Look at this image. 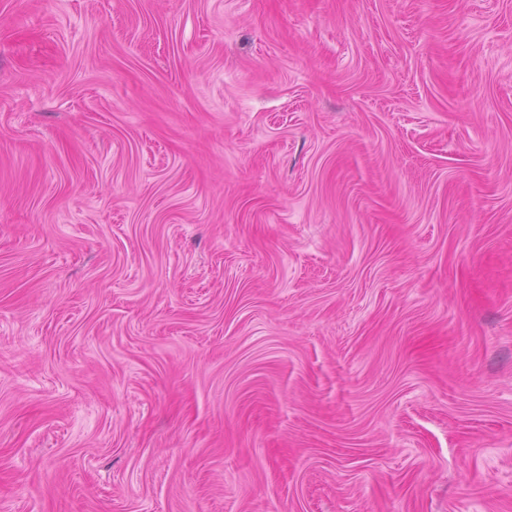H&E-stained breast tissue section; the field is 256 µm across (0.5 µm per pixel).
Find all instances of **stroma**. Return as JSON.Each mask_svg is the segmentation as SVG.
Instances as JSON below:
<instances>
[{"label": "stroma", "instance_id": "35a3bbf8", "mask_svg": "<svg viewBox=\"0 0 512 512\" xmlns=\"http://www.w3.org/2000/svg\"><path fill=\"white\" fill-rule=\"evenodd\" d=\"M0 512H512V0H0Z\"/></svg>", "mask_w": 512, "mask_h": 512}]
</instances>
